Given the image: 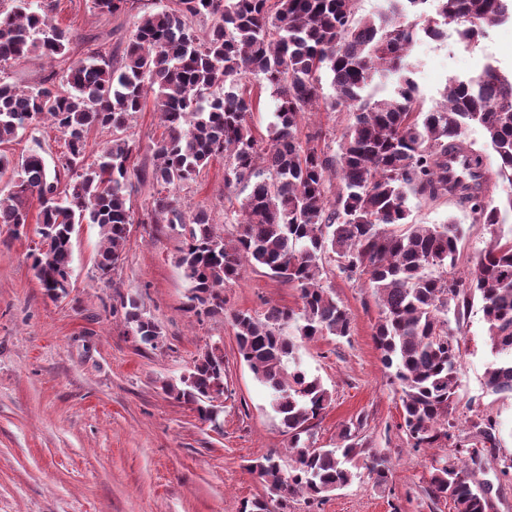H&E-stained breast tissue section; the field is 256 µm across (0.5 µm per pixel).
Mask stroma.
<instances>
[{
	"instance_id": "obj_1",
	"label": "stroma",
	"mask_w": 512,
	"mask_h": 512,
	"mask_svg": "<svg viewBox=\"0 0 512 512\" xmlns=\"http://www.w3.org/2000/svg\"><path fill=\"white\" fill-rule=\"evenodd\" d=\"M55 24L73 36L72 53L123 49L133 16L112 19L94 13L88 0H56ZM441 47L417 38L410 55L413 78L426 105L441 102L447 81L484 64L512 71V28L491 27L478 46L464 44L456 26ZM63 139L40 122L20 131L5 153L11 161L37 153L55 165ZM152 187L133 189L128 204L134 222L125 253L110 280L100 279L96 253L102 240L95 224L77 226L69 293L49 298L33 269L34 232L0 225V512H241L244 502L266 498L249 466L270 451L284 452L288 436L269 405L266 389L238 354L230 315L262 316L273 305L299 309L296 288L259 267H246L224 286V315L205 320L187 308L189 285L177 264L182 239L165 224L142 217ZM182 209H208L224 236L235 230L227 215L241 199L224 189V161L216 159L176 192ZM418 224H459L457 271L467 273L490 247L494 231L512 233V212L497 230L472 223L467 205L442 196L411 200ZM322 283L351 314L350 336H320L302 342L298 356L309 374L332 394L314 430L316 447L333 448L343 426L363 417L367 458L352 484L329 494L317 507L295 497L289 512H452L428 498L433 459L455 458L454 444L477 443L471 426L479 415L498 423L497 451L477 479L488 487L490 512H512V475L500 472L512 457V396L485 386L492 359L480 300H472L455 334L458 365L454 443L413 448L402 427L400 388L380 361L373 339L379 302L363 282L347 278L326 260ZM138 300L160 327L157 348L140 343L122 314L112 312L116 295ZM222 343L224 423L202 424L190 405L165 393L205 346ZM386 457L389 481L375 487L370 456Z\"/></svg>"
}]
</instances>
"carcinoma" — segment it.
<instances>
[{
	"label": "carcinoma",
	"mask_w": 512,
	"mask_h": 512,
	"mask_svg": "<svg viewBox=\"0 0 512 512\" xmlns=\"http://www.w3.org/2000/svg\"><path fill=\"white\" fill-rule=\"evenodd\" d=\"M100 15L119 18L137 0H89ZM358 0H173L145 13L121 52L72 58L71 33L52 23L53 0H14L0 12V65L30 56L64 63L37 86L0 82V146L21 130L51 120L65 151L51 170L38 154L17 164L12 192L0 196V224L29 223L38 203V234L47 247L34 257L47 295L70 287L72 240L80 224L100 227L104 242L97 268L105 278L122 259L133 215L127 206L134 184L160 186L147 219L180 229L178 264L190 283L188 310L198 319L224 313V284L248 265L259 266L299 291L300 311L279 305L259 318L238 311L231 321L238 352L255 379L271 393V406L288 434L292 464L268 452L250 470L269 500L243 512H288L302 494L313 504L358 477L366 454L362 419L341 432L342 444L317 448L315 420L332 401L321 380L299 369L294 338L347 337L351 317L321 285L324 261L334 257L349 277H365L378 296L373 339L385 368L400 387L405 432L414 448H434L453 438L457 365L461 347L450 323L460 322L470 301L482 304L495 360L485 375L494 393L512 394V237L498 235L471 273L456 277L462 231L446 224H416L410 197L448 195V149L470 154L486 167L494 156L505 194L465 198L472 223L494 227L512 212V74L488 65L446 84L443 101L426 107L413 79L410 52L418 33L438 38L461 23L463 39L477 43L487 29L512 20V0H385L377 18L358 15ZM211 21L205 32L196 28ZM334 94L322 91L323 74ZM272 90L275 122L263 137L249 121L262 88ZM153 94L164 127L151 164L134 162L139 147L127 135L134 115ZM348 114L329 151L318 130L303 133L307 115ZM479 125L492 154L461 140L462 128ZM112 130V141L86 161L87 135ZM224 158V188L244 195L238 235L227 241L208 211L189 214L174 190L194 180L216 157ZM126 323L152 348L159 326L133 297L120 299ZM224 380V355L208 347L189 368V378L164 389L221 426L207 395ZM479 444L456 447L470 465L440 459L431 466L427 493L451 502L453 512H488L474 471L495 455L496 422L473 423ZM373 484L388 482L389 469L372 461Z\"/></svg>",
	"instance_id": "carcinoma-1"
}]
</instances>
